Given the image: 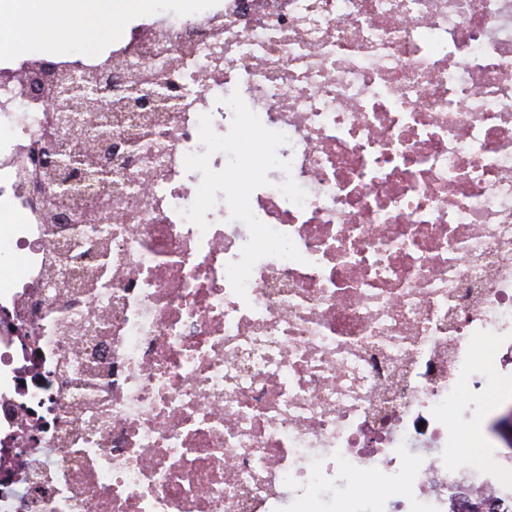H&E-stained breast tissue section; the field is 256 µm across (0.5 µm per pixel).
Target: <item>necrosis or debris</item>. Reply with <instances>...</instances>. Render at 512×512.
Here are the masks:
<instances>
[{"label": "necrosis or debris", "mask_w": 512, "mask_h": 512, "mask_svg": "<svg viewBox=\"0 0 512 512\" xmlns=\"http://www.w3.org/2000/svg\"><path fill=\"white\" fill-rule=\"evenodd\" d=\"M55 69L141 62L173 109L106 183L49 203L51 114L0 54V512H322L356 473L431 488L472 342L512 350V0H208ZM240 92L305 190L250 206L301 261L229 263L225 201L185 220L199 117Z\"/></svg>", "instance_id": "necrosis-or-debris-1"}]
</instances>
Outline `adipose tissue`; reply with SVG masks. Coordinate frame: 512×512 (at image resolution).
<instances>
[{
	"mask_svg": "<svg viewBox=\"0 0 512 512\" xmlns=\"http://www.w3.org/2000/svg\"><path fill=\"white\" fill-rule=\"evenodd\" d=\"M93 0H12L9 13L0 14V29H21L28 38L39 31L52 29L57 33L56 52H66L83 30L101 26L104 14L94 12Z\"/></svg>",
	"mask_w": 512,
	"mask_h": 512,
	"instance_id": "ef3b65f1",
	"label": "adipose tissue"
}]
</instances>
